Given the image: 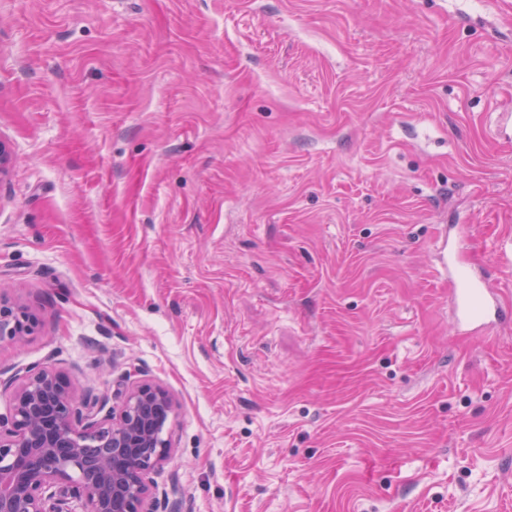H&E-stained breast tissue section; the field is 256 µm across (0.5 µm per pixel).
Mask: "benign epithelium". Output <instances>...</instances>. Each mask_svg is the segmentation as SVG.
<instances>
[{"mask_svg":"<svg viewBox=\"0 0 512 512\" xmlns=\"http://www.w3.org/2000/svg\"><path fill=\"white\" fill-rule=\"evenodd\" d=\"M16 160L0 139V178ZM37 315L0 291V342H25ZM0 413V512H158L149 475L171 454L176 401L160 384L130 373L114 402L78 405L72 382L48 365L18 371Z\"/></svg>","mask_w":512,"mask_h":512,"instance_id":"benign-epithelium-1","label":"benign epithelium"}]
</instances>
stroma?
Masks as SVG:
<instances>
[{
    "mask_svg": "<svg viewBox=\"0 0 512 512\" xmlns=\"http://www.w3.org/2000/svg\"><path fill=\"white\" fill-rule=\"evenodd\" d=\"M0 371L178 402L170 512H512V0H0ZM453 285L459 319L465 325L487 328L486 319L491 315L495 319L511 317L510 308H505L497 296H492L490 289L468 269L454 268ZM38 322L34 312L10 302L0 290V342L8 340L22 345Z\"/></svg>",
    "mask_w": 512,
    "mask_h": 512,
    "instance_id": "1",
    "label": "stroma"
}]
</instances>
